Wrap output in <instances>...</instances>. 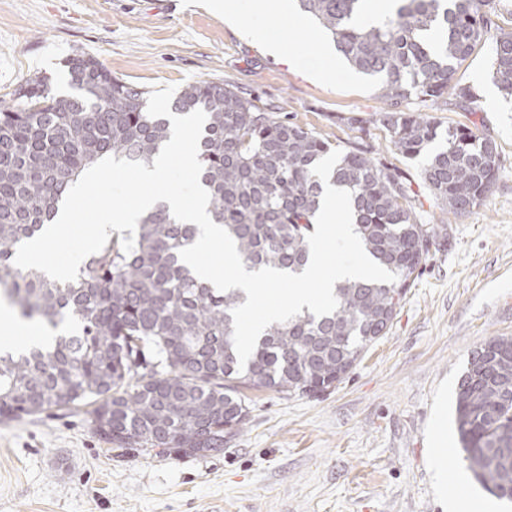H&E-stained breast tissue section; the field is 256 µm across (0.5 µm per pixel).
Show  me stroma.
Returning <instances> with one entry per match:
<instances>
[{"label":"stroma","mask_w":512,"mask_h":512,"mask_svg":"<svg viewBox=\"0 0 512 512\" xmlns=\"http://www.w3.org/2000/svg\"><path fill=\"white\" fill-rule=\"evenodd\" d=\"M170 2L0 0V96L38 75L67 92L65 60L84 51L152 91L225 81L329 141L383 150L372 80L338 56L319 76L290 63L316 43L312 20L273 18L260 37L209 0ZM269 40L284 55H270ZM491 61L487 45L458 73L478 95L473 111L410 106L494 140L497 185L431 246L389 332L335 390L254 394L246 428L205 455L112 447L81 413L0 419V512H441L430 434L447 433L446 465L462 469L458 379L474 350L512 336V104ZM340 115L365 124H337Z\"/></svg>","instance_id":"obj_1"}]
</instances>
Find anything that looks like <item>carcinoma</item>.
Wrapping results in <instances>:
<instances>
[{"label": "carcinoma", "mask_w": 512, "mask_h": 512, "mask_svg": "<svg viewBox=\"0 0 512 512\" xmlns=\"http://www.w3.org/2000/svg\"><path fill=\"white\" fill-rule=\"evenodd\" d=\"M379 26L358 21L363 0H296L300 15L331 37L349 67L377 83L386 150L421 162L424 184L447 215L486 201L501 169L495 142L443 125L408 107L445 99L473 111L456 75L492 41L491 78L512 101V22L492 0H394ZM72 92L35 79L0 98V287L22 317L56 332L52 342L0 354V418L88 409L98 435L117 448L188 453L222 448L250 418V393L320 395L340 383L390 328L445 226L421 224L411 183L397 165L353 146L330 180L351 193L353 225L368 256L396 275L390 283H336L335 312L274 323L244 368L231 311L241 295L197 281L179 251L195 228L164 205L139 220L131 252L120 235L57 282L12 262L20 244L54 220L79 176L113 156L150 164L171 138V121L147 113L150 91L112 75L95 56L66 60ZM201 109V185L215 223L244 265L301 273L323 186L313 166L331 144L275 117L234 85L186 86L170 110ZM458 382L456 428L463 460L492 495L512 499V337L486 342Z\"/></svg>", "instance_id": "carcinoma-1"}]
</instances>
